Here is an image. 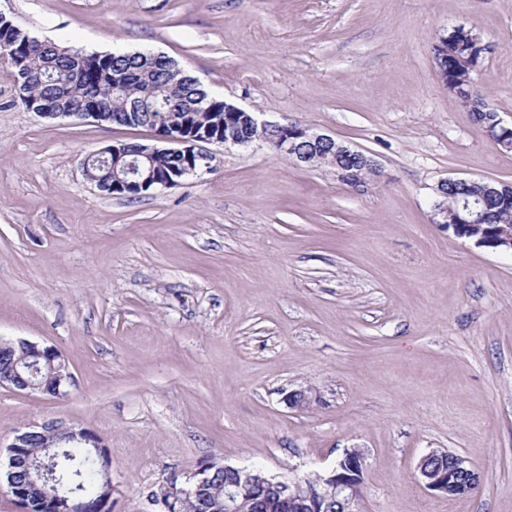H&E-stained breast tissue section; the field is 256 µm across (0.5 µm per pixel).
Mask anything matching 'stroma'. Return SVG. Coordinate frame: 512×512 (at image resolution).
<instances>
[{
	"label": "stroma",
	"mask_w": 512,
	"mask_h": 512,
	"mask_svg": "<svg viewBox=\"0 0 512 512\" xmlns=\"http://www.w3.org/2000/svg\"><path fill=\"white\" fill-rule=\"evenodd\" d=\"M87 53L152 51L258 120L298 123L377 161L356 191L257 140L137 198L83 172L154 132L46 119L0 72V341L65 357L58 396L0 387L15 430L62 421L112 458V512L205 460L301 478L364 452L357 512H512V253L436 224L448 177L512 182L445 86L453 27L490 51L475 88L512 123V0H0ZM305 390L310 404L284 396ZM464 456L448 497L416 470ZM437 452L441 451H429L420 458L416 466L420 475H422V465L423 470L427 472L435 470L440 466H445V468L448 467L447 469H442L437 472H430L424 478L421 476L426 489L436 494H446L448 497H451L460 495L461 493L457 494V492H460L465 488L466 493L472 485L479 482L478 473L464 457L459 455H453L451 462L448 452L447 455L427 458L423 462L424 458Z\"/></svg>",
	"instance_id": "35a3bbf8"
}]
</instances>
